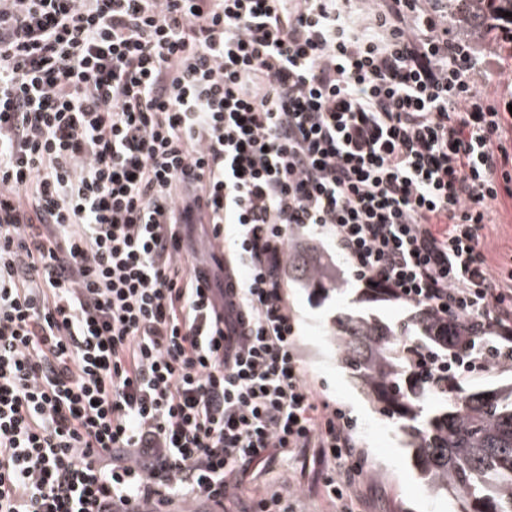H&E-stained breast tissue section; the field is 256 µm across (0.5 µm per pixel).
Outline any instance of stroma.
<instances>
[{
  "label": "stroma",
  "mask_w": 512,
  "mask_h": 512,
  "mask_svg": "<svg viewBox=\"0 0 512 512\" xmlns=\"http://www.w3.org/2000/svg\"><path fill=\"white\" fill-rule=\"evenodd\" d=\"M483 249L493 271L512 270V198L502 197L482 231ZM288 305L297 318V343L304 355L307 377L315 394L343 409L354 422L352 436L368 462L367 474L356 477L351 491L356 512H458L456 496L429 489L408 462L400 431L364 399L339 362L328 328L337 314L360 309L389 324L407 322L411 305L388 298H371L365 285L349 280L345 292L322 299L296 284L287 288ZM324 465L319 451L308 448L277 456L265 471L246 479L240 494L258 497L269 488L291 486L298 512H336L319 492Z\"/></svg>",
  "instance_id": "obj_1"
}]
</instances>
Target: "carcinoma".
<instances>
[{
    "instance_id": "cac0c4a2",
    "label": "carcinoma",
    "mask_w": 512,
    "mask_h": 512,
    "mask_svg": "<svg viewBox=\"0 0 512 512\" xmlns=\"http://www.w3.org/2000/svg\"><path fill=\"white\" fill-rule=\"evenodd\" d=\"M290 266L304 288H342L297 253ZM412 325L408 335L354 311L337 316L329 336L364 397L400 424L410 459L431 489L453 491L459 512H512V382L491 390L457 384L425 406L413 378L416 354L448 340V325L420 309Z\"/></svg>"
}]
</instances>
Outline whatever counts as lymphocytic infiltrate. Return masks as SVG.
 <instances>
[{
	"label": "lymphocytic infiltrate",
	"instance_id": "lymphocytic-infiltrate-1",
	"mask_svg": "<svg viewBox=\"0 0 512 512\" xmlns=\"http://www.w3.org/2000/svg\"><path fill=\"white\" fill-rule=\"evenodd\" d=\"M468 11L0 0V512L222 506L299 448L351 512L365 464L307 379L297 246L512 346L481 237L512 197V109L479 88L512 71L471 38L512 27ZM196 224L231 241L215 264L187 259ZM496 360L427 348L417 375Z\"/></svg>",
	"mask_w": 512,
	"mask_h": 512
}]
</instances>
